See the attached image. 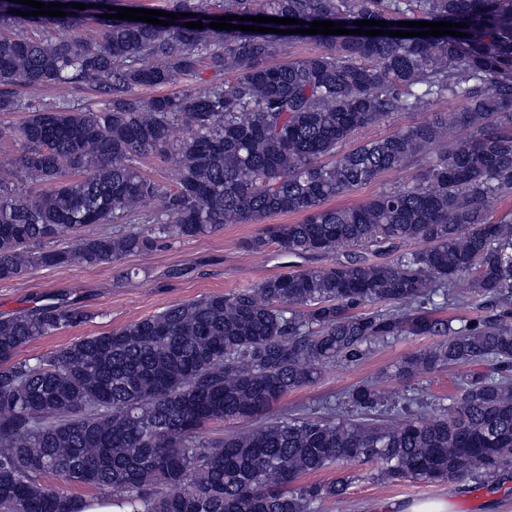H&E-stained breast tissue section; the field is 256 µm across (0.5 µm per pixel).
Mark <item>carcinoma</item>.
Listing matches in <instances>:
<instances>
[{
	"label": "carcinoma",
	"instance_id": "1",
	"mask_svg": "<svg viewBox=\"0 0 512 512\" xmlns=\"http://www.w3.org/2000/svg\"><path fill=\"white\" fill-rule=\"evenodd\" d=\"M172 0L171 25L106 19L122 0L91 11L28 16L0 0V112L26 110L14 131L17 168L44 185L30 194L0 167V280L36 266L99 265L184 240L259 224L243 242L326 256L373 241L423 247L380 263L351 258L264 279L252 288L171 305L116 330L86 336L34 360L25 345L90 319L65 297L0 318V512H77L76 497L42 483L53 474L86 486L127 512H321L351 477L306 482L336 464L377 466L381 479L424 483L475 478L495 484L512 469V213L492 212L512 195V0ZM114 10H108V7ZM222 16L467 23L462 37L292 34L216 30ZM100 29L91 39L86 20ZM201 21L202 29L185 27ZM18 23L54 26L48 41ZM318 54L272 65L290 42ZM231 73L205 90L202 68ZM91 83L101 108H37L20 89L65 94ZM181 83L178 93L140 88ZM462 98L460 111L380 139L342 146L369 125L434 100ZM469 139L448 138L452 127ZM176 168L164 188L133 164L146 155ZM331 156L330 163L322 158ZM415 163L416 182L352 206L328 202L382 173ZM154 206L150 233L90 224H134ZM297 224H267L275 214ZM70 237L61 248L32 251ZM451 288L460 306L485 300L478 321L440 315ZM407 336L436 342L404 357L390 376L413 380L461 363L487 366L458 383L432 419L395 413L422 405L362 381L336 405L271 410L317 382L332 362L354 364L379 343ZM259 422L203 439L214 422Z\"/></svg>",
	"mask_w": 512,
	"mask_h": 512
}]
</instances>
